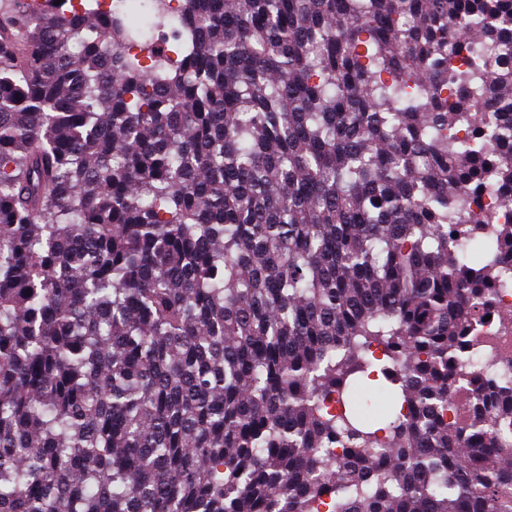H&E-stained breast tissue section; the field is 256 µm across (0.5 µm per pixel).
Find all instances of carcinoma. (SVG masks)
I'll return each mask as SVG.
<instances>
[{"instance_id":"obj_1","label":"carcinoma","mask_w":512,"mask_h":512,"mask_svg":"<svg viewBox=\"0 0 512 512\" xmlns=\"http://www.w3.org/2000/svg\"><path fill=\"white\" fill-rule=\"evenodd\" d=\"M173 38L0 11V512H512V0ZM495 306L491 319L484 321L476 333L478 357L496 355L512 359V327L503 326L498 315L502 310H512V291L501 293L495 300Z\"/></svg>"}]
</instances>
